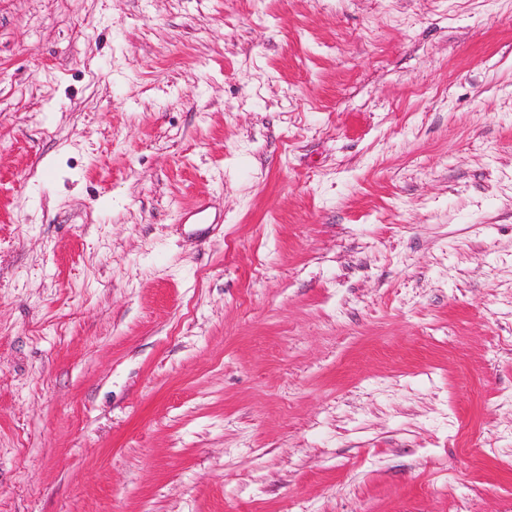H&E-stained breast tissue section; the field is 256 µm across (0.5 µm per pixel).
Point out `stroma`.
Masks as SVG:
<instances>
[{
	"label": "stroma",
	"mask_w": 512,
	"mask_h": 512,
	"mask_svg": "<svg viewBox=\"0 0 512 512\" xmlns=\"http://www.w3.org/2000/svg\"><path fill=\"white\" fill-rule=\"evenodd\" d=\"M0 512H512V0H0Z\"/></svg>",
	"instance_id": "35a3bbf8"
}]
</instances>
